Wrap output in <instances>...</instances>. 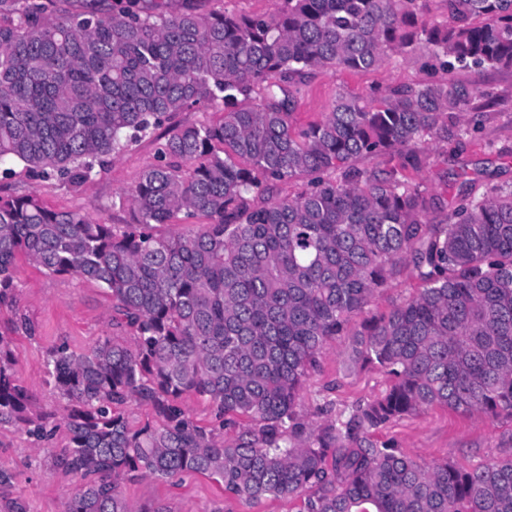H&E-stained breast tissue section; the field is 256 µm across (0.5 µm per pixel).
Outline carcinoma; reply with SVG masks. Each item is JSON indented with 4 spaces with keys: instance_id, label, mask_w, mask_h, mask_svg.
<instances>
[{
    "instance_id": "cac0c4a2",
    "label": "carcinoma",
    "mask_w": 512,
    "mask_h": 512,
    "mask_svg": "<svg viewBox=\"0 0 512 512\" xmlns=\"http://www.w3.org/2000/svg\"><path fill=\"white\" fill-rule=\"evenodd\" d=\"M121 2L60 13L0 0L4 172L21 163L79 186L167 133L158 162L118 196L131 224L0 197V305L17 303L24 254L99 285L131 339L47 354L69 436L60 465L79 482L65 512H137L124 483L188 472L249 503L298 500V512H512V457L466 471L375 439L433 406L512 422V183L480 191L458 173L449 207L405 177L430 141L459 144L491 119L493 92L452 73L512 72V0H444L443 23L425 0H282L270 17ZM406 48L451 77L367 99L339 91L321 121L296 125L314 71H367ZM202 101L221 107L219 122L173 123ZM297 178L306 189L279 197ZM196 215L208 222H188ZM172 224L182 229L160 230ZM407 273L416 293L354 324ZM338 336L392 385L319 423L301 392ZM14 365L0 334V424L45 438L56 414L29 415ZM187 396L216 424L186 414ZM130 401L157 422L132 427Z\"/></svg>"
}]
</instances>
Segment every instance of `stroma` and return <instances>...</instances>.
I'll return each instance as SVG.
<instances>
[{"label": "stroma", "mask_w": 512, "mask_h": 512, "mask_svg": "<svg viewBox=\"0 0 512 512\" xmlns=\"http://www.w3.org/2000/svg\"><path fill=\"white\" fill-rule=\"evenodd\" d=\"M421 51L390 55L377 69L369 71L323 70L303 87L295 113L297 124L322 120L337 91L361 96L371 88L400 84L413 85L426 80L447 79L448 73L423 68ZM473 85L490 90L495 101L493 119L480 138L464 137L459 147L446 142L430 144L426 163L409 172V180L429 194L452 198L456 188L449 174L464 168L471 177L512 182V74L497 71L469 72ZM493 140L496 151L484 143ZM164 142L162 132L142 139L95 177L79 187L58 181L41 180L24 168L13 165L11 173H0V197L35 193L53 210H78L108 224L131 221L130 211L113 209L112 199L131 190L144 169L156 163ZM19 305L0 307V333L12 335L18 377L34 396L36 413L59 411L61 403L48 382L44 360L53 346L67 344L76 352L88 350L112 328V301L96 284L66 276L49 274L27 257H18ZM352 339L337 337L320 356V366L309 378L303 392L307 410L333 402L344 410L379 396L390 385L387 374L376 368L348 369ZM377 437L389 441L408 455L428 462L450 460L465 469L491 459L512 456V423L495 421L487 415H461L442 407H432L417 415L392 421ZM68 443L66 429H59L48 440L31 437L25 425H0V472L9 477L0 485V512L9 503L26 502L28 512H64L77 481L57 466L56 458ZM127 500L140 508L163 505L168 512H297L298 502L267 499L249 504L227 495L222 486L198 474L182 475L166 483L144 478L127 485Z\"/></svg>", "instance_id": "35a3bbf8"}]
</instances>
